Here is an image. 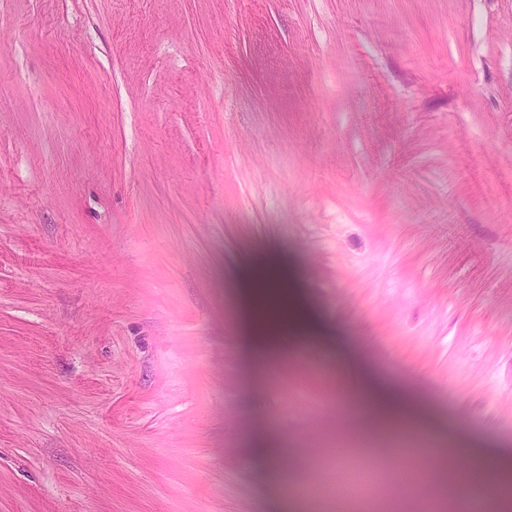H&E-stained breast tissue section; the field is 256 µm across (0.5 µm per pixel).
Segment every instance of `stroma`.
Returning a JSON list of instances; mask_svg holds the SVG:
<instances>
[{"label":"stroma","mask_w":512,"mask_h":512,"mask_svg":"<svg viewBox=\"0 0 512 512\" xmlns=\"http://www.w3.org/2000/svg\"><path fill=\"white\" fill-rule=\"evenodd\" d=\"M340 442L512 465V0H0V512H357ZM255 285L249 292V302L258 319L255 343L260 347L275 344L278 334L286 333L306 319L303 303L293 295L283 270L276 263L262 264L253 274ZM281 296L280 298H274Z\"/></svg>","instance_id":"stroma-1"}]
</instances>
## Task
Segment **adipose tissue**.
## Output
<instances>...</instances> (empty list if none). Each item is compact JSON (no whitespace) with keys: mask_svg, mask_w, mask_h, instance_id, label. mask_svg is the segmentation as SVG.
I'll use <instances>...</instances> for the list:
<instances>
[{"mask_svg":"<svg viewBox=\"0 0 512 512\" xmlns=\"http://www.w3.org/2000/svg\"><path fill=\"white\" fill-rule=\"evenodd\" d=\"M252 277L256 283L249 292V302L258 319L255 343L266 347L306 318L303 303L294 297L281 267L274 263L258 266Z\"/></svg>","mask_w":512,"mask_h":512,"instance_id":"ef3b65f1","label":"adipose tissue"}]
</instances>
